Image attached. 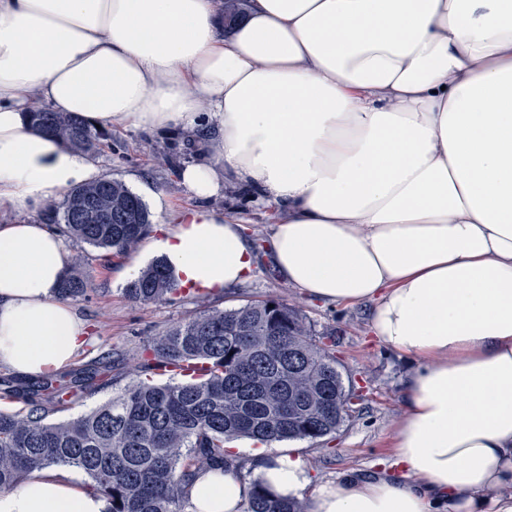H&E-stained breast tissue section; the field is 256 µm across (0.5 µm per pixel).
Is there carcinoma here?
I'll return each mask as SVG.
<instances>
[{
	"mask_svg": "<svg viewBox=\"0 0 512 512\" xmlns=\"http://www.w3.org/2000/svg\"><path fill=\"white\" fill-rule=\"evenodd\" d=\"M244 2L219 0L224 25H236ZM30 116L37 130L81 154L94 156L112 143V131L73 112L34 100ZM44 215L67 238L108 256L134 252L152 228L145 203L116 178L71 189L62 202L46 204ZM90 290L81 255L59 295L75 299ZM123 292L148 304L178 289L167 260L158 258ZM335 347L334 332H313L298 309L269 298L206 309L152 337L132 365V380L88 413L51 419L65 404L112 385L110 350L71 372L11 387L27 408L0 411V491L38 470L68 468L89 479L108 512H188L198 475L242 468L227 441L317 440L343 426L350 416L343 405L360 394L346 381ZM172 368L190 374L154 381ZM251 486L243 512H307L303 501L275 498L257 479Z\"/></svg>",
	"mask_w": 512,
	"mask_h": 512,
	"instance_id": "obj_1",
	"label": "carcinoma"
}]
</instances>
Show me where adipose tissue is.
Here are the masks:
<instances>
[{"label": "adipose tissue", "instance_id": "adipose-tissue-1", "mask_svg": "<svg viewBox=\"0 0 512 512\" xmlns=\"http://www.w3.org/2000/svg\"><path fill=\"white\" fill-rule=\"evenodd\" d=\"M92 124L192 134L197 206L148 248L182 286L219 293L257 262L210 208L222 178L280 205L266 251L326 303L369 302L371 331L416 360L394 464L310 490L301 457L261 443L255 476L309 512H512V0H249L232 35L215 0H0V364L60 371L85 324L58 293L61 233L35 212L98 177L27 120L31 101ZM31 220H24V213ZM248 481L200 474L191 512H242ZM53 468L0 512H107Z\"/></svg>", "mask_w": 512, "mask_h": 512}]
</instances>
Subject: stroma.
I'll return each mask as SVG.
<instances>
[{
	"label": "stroma",
	"mask_w": 512,
	"mask_h": 512,
	"mask_svg": "<svg viewBox=\"0 0 512 512\" xmlns=\"http://www.w3.org/2000/svg\"><path fill=\"white\" fill-rule=\"evenodd\" d=\"M169 154L175 167H160L154 151ZM211 140L193 134L160 137L131 127L112 129V145L98 156L103 175L121 179L133 192L149 187L152 195L145 204L153 223H160L172 210L192 206L193 200L181 183L180 168L209 159ZM220 195L210 199L213 209L237 220L246 228L255 246H262L278 210L256 199L241 183L228 179ZM152 262L146 246L135 254L114 255L103 260L90 255L86 271L93 289L87 296L72 300L71 305L86 323V342L73 363L81 365L101 351L112 350L118 362L112 386L69 403L61 418L89 411L106 402L130 381L127 364L150 337L167 326L192 317L208 306L237 307L254 300L277 298L298 307L312 330L334 329L336 358L345 375L351 377L363 399L336 436L326 441H288V448L306 462L314 484H321L348 474L360 479L378 475L413 483V476L392 465V439L406 414V375L408 360L379 343L370 331L371 307L367 304L334 305L317 300L284 281L266 257H258L254 275L245 283L219 294L196 293L182 289L170 299L135 304L123 294L129 281L126 269L133 260Z\"/></svg>",
	"instance_id": "obj_1"
}]
</instances>
